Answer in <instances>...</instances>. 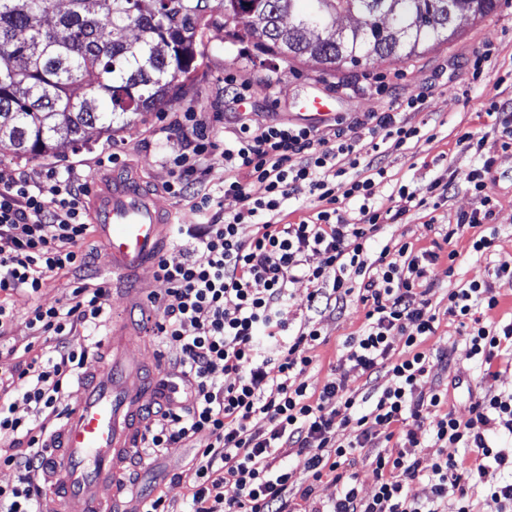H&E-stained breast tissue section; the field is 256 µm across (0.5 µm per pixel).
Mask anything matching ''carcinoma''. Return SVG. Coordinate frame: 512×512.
Listing matches in <instances>:
<instances>
[{
	"mask_svg": "<svg viewBox=\"0 0 512 512\" xmlns=\"http://www.w3.org/2000/svg\"><path fill=\"white\" fill-rule=\"evenodd\" d=\"M244 0H68L54 32L40 22L54 0H0V148L18 158L79 149L86 132L165 102L185 86L201 54L199 30L238 25ZM494 0H257L243 36L325 69L409 57L457 33L456 15L481 16ZM355 13L360 27L333 31L336 16ZM289 23H284V20ZM138 30L131 39L129 32Z\"/></svg>",
	"mask_w": 512,
	"mask_h": 512,
	"instance_id": "carcinoma-1",
	"label": "carcinoma"
}]
</instances>
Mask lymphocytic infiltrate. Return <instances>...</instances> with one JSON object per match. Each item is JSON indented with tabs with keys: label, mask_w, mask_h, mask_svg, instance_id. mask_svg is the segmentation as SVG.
<instances>
[{
	"label": "lymphocytic infiltrate",
	"mask_w": 512,
	"mask_h": 512,
	"mask_svg": "<svg viewBox=\"0 0 512 512\" xmlns=\"http://www.w3.org/2000/svg\"><path fill=\"white\" fill-rule=\"evenodd\" d=\"M499 116L495 138L465 133L467 148L481 165L465 175L479 208L460 213L455 226L443 228L453 243L467 229L473 253L493 247L494 200L485 181L497 150L512 148V103L490 105ZM366 130L369 149L358 148L342 124L328 131L301 125L251 127L240 124L225 143L213 138L202 113L187 112L173 121L192 134L188 150L172 164L167 193L192 196L193 208L207 219L204 227L175 225L171 241L181 261L160 258L155 278L164 286L151 300L152 330L169 355L170 379L182 391L175 403L156 411L141 453L188 447L191 466L174 474L189 490V512H296L288 493L290 475L281 451L295 449L313 480L335 472L337 495L325 512H475L474 498L484 491L512 512V448L497 445L491 433L512 438V392L475 399L467 419L448 408V390L427 387L433 362L424 342L436 330L437 316L426 298L434 285L438 252L383 248L369 259L371 243L387 218L371 205L374 180L383 176L388 146L418 138V128L397 112H368L354 119ZM224 168L219 190H211L205 160ZM262 196H252L251 184ZM307 187L315 211L296 223L283 220L291 195ZM89 187L76 169L51 168L45 186H31L11 168L0 167V466L13 468L15 483L0 485V512H39L45 492L36 481L47 456L46 443L66 413L60 394L79 376L90 355L89 330L107 321L111 289L101 282L74 288L67 302L33 308L31 335L19 342L10 334L14 294H40L60 273L84 266L79 248L91 228L86 220ZM240 207L225 213L223 197ZM356 201L358 215L346 217L342 203ZM255 226L253 236L240 234ZM320 255L309 266L308 253ZM311 285L294 299L289 283ZM512 285V263L495 265L490 279L473 280L448 292L447 313L457 323L469 353L488 376L512 365V321L484 322V313L500 305V290ZM364 306L358 335L346 342V359L366 382L378 376L392 384L380 394L360 395L333 375L319 393H310L300 377L316 361L322 344L319 318L343 310L351 298ZM301 304L308 320L288 330V310ZM404 339L394 355L391 339ZM31 415L15 414L16 402ZM255 421L264 431L252 430ZM352 426L341 438L337 426ZM426 426L441 453L423 466L417 427ZM375 449L379 482L371 497L360 496L349 464L363 449ZM476 453L477 467L454 454ZM423 479L431 495L409 499L407 482Z\"/></svg>",
	"instance_id": "1"
}]
</instances>
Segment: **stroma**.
Wrapping results in <instances>:
<instances>
[{
  "label": "stroma",
  "instance_id": "stroma-1",
  "mask_svg": "<svg viewBox=\"0 0 512 512\" xmlns=\"http://www.w3.org/2000/svg\"><path fill=\"white\" fill-rule=\"evenodd\" d=\"M489 41L495 47L493 63L480 78H473L469 61ZM202 43L204 54L198 59L192 81L171 92L168 101L159 107L135 116L130 124L115 125L110 134L90 131L87 148L74 151L65 146L55 158L20 159L9 149H2L0 165L19 169L30 184L40 186L52 167H73L84 177H91L99 171L97 159L116 151L120 154L116 170L139 172L146 188L157 194L160 204L170 211L174 223L199 224L203 218L193 210L190 199L172 196L164 189L171 178V161L184 152L187 144L185 134L168 129L176 117L186 112L205 113L213 136L220 141L243 122L253 127L284 122L311 124L301 103L315 96L330 99L336 115L350 120L358 112L389 111L400 100L421 93L425 96L423 109L406 113L405 118L420 129L423 138L389 149L383 162L386 172L376 179L371 202L385 209L391 207V195L398 186L422 193L435 178L453 173L457 179L447 202L438 210L413 211L387 221L375 237L371 252L376 255L384 247L405 242L433 246L441 237L429 227V219L452 225L459 213L478 207V198L464 181L465 174L478 162L459 138L467 131L495 134L498 122L489 114V104L512 100V0H496L488 14L463 22L453 38L432 44L419 55L391 57L354 69L340 66L324 70L307 58L286 59L259 46L256 39L238 36L230 26L205 28ZM230 82L249 85L250 96L244 103L235 106L225 97L224 86ZM378 82L385 87L380 95L370 90ZM488 181L496 205L493 224L497 230L491 259L512 261V149L498 152ZM468 246V236H461L456 243L459 256L455 264L443 260L434 268L435 285L428 299L439 317V327L426 343L434 364L426 382L432 387H447L451 407L462 418L467 417L476 395L512 390V368L501 367L495 378L482 377L479 364L446 312L449 289L487 277V262L491 259L477 258ZM81 251L87 256L83 275L60 276L36 298L25 293L12 297L13 336H29L26 318L30 309L38 303L51 305L65 300L81 276L112 280V267L100 242L87 238ZM363 318V307L355 301L343 313L323 315L324 341L316 349L318 363L303 376L309 390L320 391L331 368L343 364L345 341L358 334ZM194 454L191 448H172L138 470L135 480L140 494L163 491L173 512H186L187 488L173 482L172 476L182 472ZM282 460L291 475V493H300L310 484L315 487L312 502H301L302 512L335 498L338 487L333 474H324L316 482L295 452H285Z\"/></svg>",
  "mask_w": 512,
  "mask_h": 512
}]
</instances>
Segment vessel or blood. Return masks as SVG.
Instances as JSON below:
<instances>
[{
	"instance_id": "1",
	"label": "vessel or blood",
	"mask_w": 512,
	"mask_h": 512,
	"mask_svg": "<svg viewBox=\"0 0 512 512\" xmlns=\"http://www.w3.org/2000/svg\"><path fill=\"white\" fill-rule=\"evenodd\" d=\"M91 222L106 245L112 270L133 277L156 263L170 224L156 197L133 174L94 177ZM132 322L112 323V356L82 382V395L65 417L52 449L49 512H123L132 487L124 465L139 444L148 409L175 401L178 386L162 381L158 365L127 355Z\"/></svg>"
}]
</instances>
